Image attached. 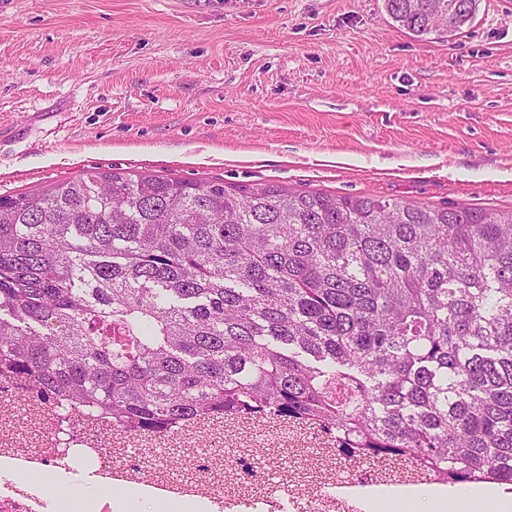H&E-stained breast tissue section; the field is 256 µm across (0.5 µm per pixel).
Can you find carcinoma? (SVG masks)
Returning <instances> with one entry per match:
<instances>
[{
    "mask_svg": "<svg viewBox=\"0 0 512 512\" xmlns=\"http://www.w3.org/2000/svg\"><path fill=\"white\" fill-rule=\"evenodd\" d=\"M385 0L417 38L477 0ZM0 375L153 441L315 427L512 485V210L95 172L0 197Z\"/></svg>",
    "mask_w": 512,
    "mask_h": 512,
    "instance_id": "obj_1",
    "label": "carcinoma"
}]
</instances>
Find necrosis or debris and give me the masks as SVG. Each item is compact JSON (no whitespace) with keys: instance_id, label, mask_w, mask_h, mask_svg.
<instances>
[{"instance_id":"1","label":"necrosis or debris","mask_w":512,"mask_h":512,"mask_svg":"<svg viewBox=\"0 0 512 512\" xmlns=\"http://www.w3.org/2000/svg\"><path fill=\"white\" fill-rule=\"evenodd\" d=\"M176 433L184 464L196 478L164 483L152 471L113 465L107 455L113 443L103 438L101 429L73 426L59 404L38 398L26 381L0 377V512H72L69 496L16 481L13 474L20 469L58 475L88 466L118 487L134 481L139 500L192 499L199 512H364L353 489L400 492L408 501L425 492L424 477H390L365 462L333 466L331 479L309 491L300 480L299 466L272 473L268 459L274 449H256V462L248 466L226 458L222 435L212 436L199 454L194 430L182 426Z\"/></svg>"}]
</instances>
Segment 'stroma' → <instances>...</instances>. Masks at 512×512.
<instances>
[{
	"label": "stroma",
	"instance_id": "stroma-1",
	"mask_svg": "<svg viewBox=\"0 0 512 512\" xmlns=\"http://www.w3.org/2000/svg\"><path fill=\"white\" fill-rule=\"evenodd\" d=\"M144 171L512 209V0H0V195ZM449 1L385 0V8L395 23L414 37L421 38L441 29L448 34V26H452L455 32L459 31L474 15L477 0H454L458 6L448 20L452 7Z\"/></svg>",
	"mask_w": 512,
	"mask_h": 512
}]
</instances>
